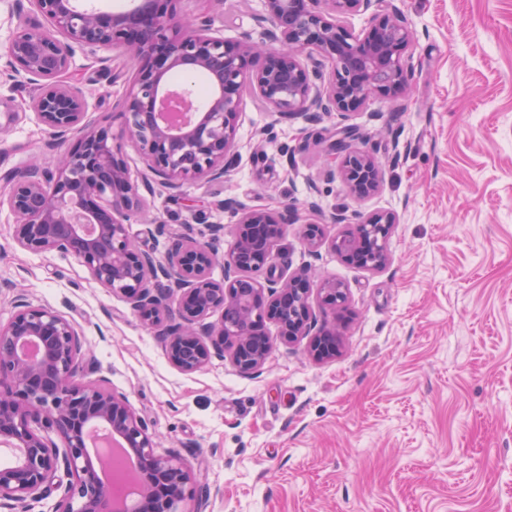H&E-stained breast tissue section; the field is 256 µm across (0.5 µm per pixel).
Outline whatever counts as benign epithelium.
Listing matches in <instances>:
<instances>
[{
    "label": "benign epithelium",
    "mask_w": 512,
    "mask_h": 512,
    "mask_svg": "<svg viewBox=\"0 0 512 512\" xmlns=\"http://www.w3.org/2000/svg\"><path fill=\"white\" fill-rule=\"evenodd\" d=\"M28 2L34 20L17 26L6 45L11 79L28 90L27 108L55 138L80 137L56 174L30 166L7 177L0 204L17 219L16 244L77 258L92 279L125 298L184 372L226 352L238 372L259 371L273 350L264 332L268 320L288 343L312 336L314 358L336 355V328L311 333V296L318 294L334 314L344 308L347 289L327 280L315 290L307 275H278L273 263L274 245L298 214L240 208L219 280L213 268L220 224L210 242L178 236L158 260L129 233L143 200L127 161L109 128L86 122L84 92L63 75L76 50L91 56L113 50L130 65L112 78L127 83L120 102L124 134L141 154L144 185L212 183L224 179L237 157L246 87L272 112L306 122L357 112L372 97L406 90L413 30L404 13L391 0H264L261 40L229 41L213 20L182 13L180 0H135L116 12L80 7L77 0ZM367 11L369 24L358 34L341 21ZM201 72L215 79L217 90L199 104L191 78ZM354 136L350 127L334 133L325 158L351 193L365 197L379 187L380 164L373 152L350 145ZM353 219L354 228L331 247L360 268L382 269L395 213ZM303 236L307 246H318L323 225L305 223ZM217 311L219 320L207 321ZM84 344L70 318L24 302L0 326V447L13 454L0 466V508L31 512L57 492L55 512H124L126 493L94 464L119 439L134 454L138 512H178L196 492L191 467L176 455H155L152 436L126 399L83 380Z\"/></svg>",
    "instance_id": "1"
}]
</instances>
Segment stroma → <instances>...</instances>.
<instances>
[{
    "mask_svg": "<svg viewBox=\"0 0 512 512\" xmlns=\"http://www.w3.org/2000/svg\"><path fill=\"white\" fill-rule=\"evenodd\" d=\"M16 3L0 0V98L12 102L0 107V179L33 163L55 170L62 150L2 76ZM394 3L416 34L407 90L315 124L244 91L224 181L154 186L129 221L136 244L161 259L184 227L205 241L212 225L232 227L237 206L294 207L300 221L286 225L273 261L313 286L347 288L336 357L279 341L270 322L274 349L259 372L216 356L183 372L74 256L19 248L0 206V325L21 297L83 329L86 381L124 395L155 454L178 455L206 486L183 512H512V0ZM180 6L214 19L225 39L261 37V0ZM67 79L86 94L87 122L120 134L127 85L113 81L111 61L75 52ZM343 127L378 151L369 196L326 177L323 139ZM342 209L397 214L383 269L331 249L347 230L332 221ZM307 219L324 226L318 247L302 240Z\"/></svg>",
    "mask_w": 512,
    "mask_h": 512,
    "instance_id": "35a3bbf8",
    "label": "stroma"
}]
</instances>
